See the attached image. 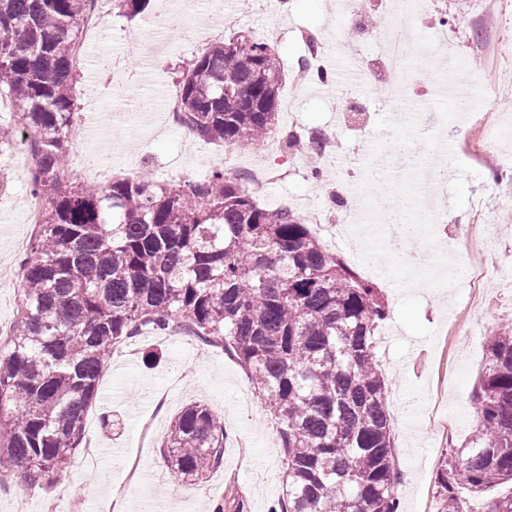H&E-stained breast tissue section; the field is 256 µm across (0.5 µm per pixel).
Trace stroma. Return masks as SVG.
I'll return each mask as SVG.
<instances>
[{
  "mask_svg": "<svg viewBox=\"0 0 512 512\" xmlns=\"http://www.w3.org/2000/svg\"><path fill=\"white\" fill-rule=\"evenodd\" d=\"M187 0H150L148 9L131 16L111 11L101 33L79 32L84 46H96L95 54L84 55L74 84L77 114L89 126L84 144H70L71 152L85 150L105 168L98 183L121 175L125 168L176 188L183 175L202 179L219 169L222 147L200 138H185L181 130L163 125L161 118L138 113L128 123L115 120L114 112L126 110L138 97L161 98L163 92L177 90V77L200 52L193 31H201L208 43L243 32L268 40L283 59L287 76L281 101L297 100V114H279L282 126L297 122L308 132H324L336 139L337 166H324L321 179L312 178L301 148L287 150V171L277 182L256 192L259 202L278 205L294 199L297 206L321 210L325 225L318 234L323 241L335 238L337 229L347 225L351 215L381 212L387 199L402 202L409 198L413 172L397 167L389 181L393 191L378 192L370 175L378 166H393L383 155L380 140L401 138L418 164L439 157L449 177L441 185L437 199L446 212L439 228L423 225L419 250L425 251L432 273L421 284L404 286L401 270L391 262L370 267L362 256L363 239L352 235L342 248L357 254V267L372 280L391 302L390 317L378 330L377 359L387 377L388 409L393 419L395 455L402 478L395 486L401 512H436L435 478L447 460L446 449L437 447L426 414L452 413L457 417L455 444L465 443L475 425L471 393L477 385L484 356V340L501 324L512 320V107L505 98L512 94V74L492 65H477L475 71L457 72V91H465L474 77H481L479 93L471 101L473 114L460 118L447 98L430 93L436 70L416 72L415 85L427 88L418 108L447 114L436 137L406 128L387 104V79L377 75L375 83L355 85L354 67L377 61L379 45L371 43L363 24L336 27L330 10L335 0H229L222 15H212L202 0L186 10ZM429 31H441L454 57L474 52L480 43L494 40L496 19L477 15L474 0L459 8L458 0H445L427 16ZM153 29L163 44L155 60L150 85L136 79L107 80L100 63L120 48L128 34ZM306 30L334 44L339 56L327 60L333 75L326 83L309 84L297 80V62L308 53L299 38ZM497 116L499 124L489 128L478 116ZM0 131L11 143V152L0 154V262L18 264L16 239L33 236L23 222L28 181L11 173L18 159L13 152L23 144L13 125L11 110L0 112ZM486 137L489 152L474 161L462 151L463 135ZM395 166V165H394ZM492 192L500 198V208L487 212L493 227L490 254L484 268L482 303L476 318L465 324L456 341L458 358L448 374L447 393L436 400L432 370L439 361L443 338L455 322L469 295V286L457 270L467 267L465 250L440 254L441 243L454 240L465 225L474 201ZM129 353H113L99 382V399L85 421V437L103 449L91 463L74 458L61 476L83 500L82 512H107L115 487L124 478L126 458L140 453L145 470L162 475L160 484L141 483L128 492L124 512H138V501L157 503V512H210L215 494L224 496V512H269L282 495L285 471L284 452L261 400L256 399L246 373L238 361L222 348H202L195 337L178 332L158 334L147 330L129 344ZM200 402L224 419V429L240 437L245 445L224 449V466L212 473L208 482L179 483L170 474L159 446L139 448L138 420L151 413L159 415V432L167 434L171 420L183 407ZM111 413L112 431L100 423L102 413Z\"/></svg>",
  "mask_w": 512,
  "mask_h": 512,
  "instance_id": "obj_1",
  "label": "stroma"
}]
</instances>
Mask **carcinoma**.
I'll use <instances>...</instances> for the list:
<instances>
[{
	"instance_id": "carcinoma-1",
	"label": "carcinoma",
	"mask_w": 512,
	"mask_h": 512,
	"mask_svg": "<svg viewBox=\"0 0 512 512\" xmlns=\"http://www.w3.org/2000/svg\"><path fill=\"white\" fill-rule=\"evenodd\" d=\"M87 0H0V95L35 163L30 194L50 201L22 259L24 288L0 345V483L58 482L114 348L186 331L230 352L274 419L285 493L272 512H399L387 380L376 357L389 317L381 290L328 249L299 214L260 204L218 169L177 189L146 176L107 185L65 175L74 120V37ZM285 70L264 40L210 45L178 81L183 125L217 146L280 134ZM476 427L450 445L438 512L457 492L512 485V321L487 340L472 396ZM171 473L203 483L224 461V420L201 403L171 422ZM483 512H512V494Z\"/></svg>"
}]
</instances>
